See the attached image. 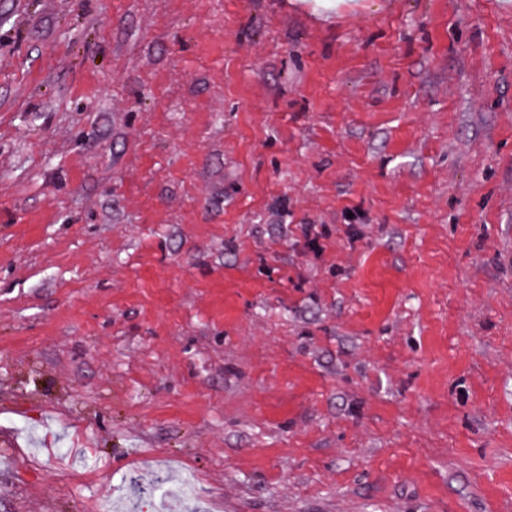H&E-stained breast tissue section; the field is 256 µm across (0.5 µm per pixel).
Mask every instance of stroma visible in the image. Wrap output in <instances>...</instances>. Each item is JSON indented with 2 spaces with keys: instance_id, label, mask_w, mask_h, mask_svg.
<instances>
[{
  "instance_id": "1",
  "label": "stroma",
  "mask_w": 512,
  "mask_h": 512,
  "mask_svg": "<svg viewBox=\"0 0 512 512\" xmlns=\"http://www.w3.org/2000/svg\"><path fill=\"white\" fill-rule=\"evenodd\" d=\"M313 2L0 0V512H512V0Z\"/></svg>"
}]
</instances>
